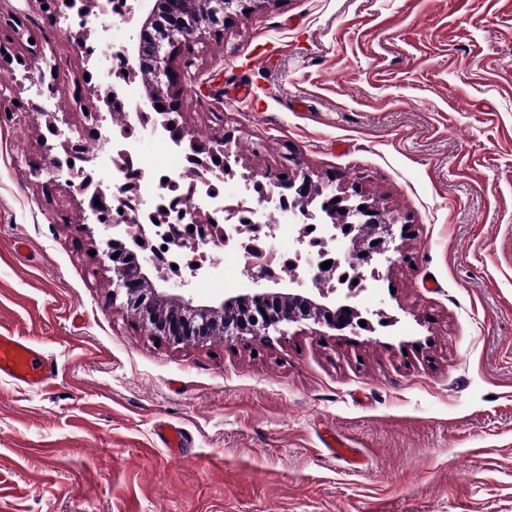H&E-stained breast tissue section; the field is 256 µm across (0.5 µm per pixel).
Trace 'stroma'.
<instances>
[{
  "label": "stroma",
  "mask_w": 512,
  "mask_h": 512,
  "mask_svg": "<svg viewBox=\"0 0 512 512\" xmlns=\"http://www.w3.org/2000/svg\"><path fill=\"white\" fill-rule=\"evenodd\" d=\"M78 30L0 0L18 44L0 78L51 64L59 107L81 84L107 112ZM197 51L180 121L230 138L225 197L290 156L401 215L400 253L355 299L394 323L147 335L110 301L107 233L54 180L59 138L0 102V329L57 367L0 379V512H512V0H272ZM212 257L221 280L190 297L243 293L246 260Z\"/></svg>",
  "instance_id": "1"
}]
</instances>
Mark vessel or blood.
<instances>
[{
	"mask_svg": "<svg viewBox=\"0 0 512 512\" xmlns=\"http://www.w3.org/2000/svg\"><path fill=\"white\" fill-rule=\"evenodd\" d=\"M54 362L24 337L0 331V378L6 377L32 388L53 378Z\"/></svg>",
	"mask_w": 512,
	"mask_h": 512,
	"instance_id": "b4317fda",
	"label": "vessel or blood"
}]
</instances>
